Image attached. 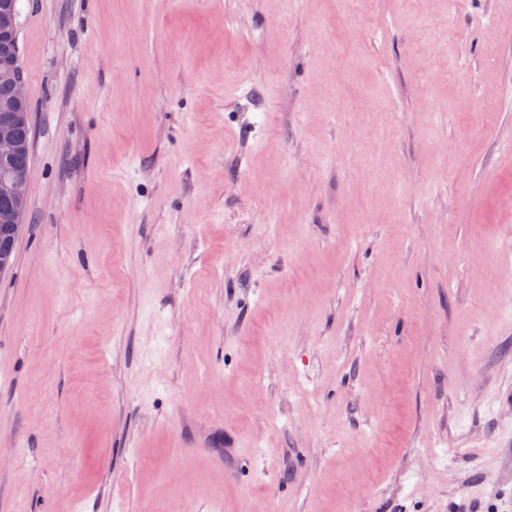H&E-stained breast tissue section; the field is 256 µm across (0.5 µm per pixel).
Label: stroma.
<instances>
[{
    "instance_id": "stroma-1",
    "label": "stroma",
    "mask_w": 512,
    "mask_h": 512,
    "mask_svg": "<svg viewBox=\"0 0 512 512\" xmlns=\"http://www.w3.org/2000/svg\"><path fill=\"white\" fill-rule=\"evenodd\" d=\"M19 7L0 512L512 507V0Z\"/></svg>"
}]
</instances>
